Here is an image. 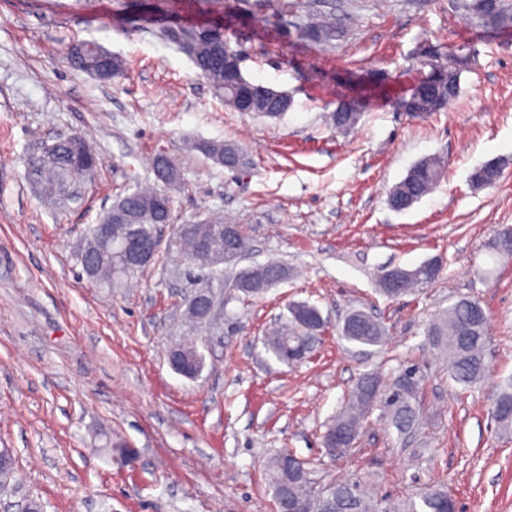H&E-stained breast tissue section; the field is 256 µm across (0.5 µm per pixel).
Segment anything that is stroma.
<instances>
[{
    "mask_svg": "<svg viewBox=\"0 0 512 512\" xmlns=\"http://www.w3.org/2000/svg\"><path fill=\"white\" fill-rule=\"evenodd\" d=\"M339 19L325 47L301 27L310 8ZM222 25L245 54L244 77L290 96L277 121L225 107L188 58L162 37L173 24ZM127 62L102 82L70 67L77 41ZM468 47L454 105L427 118L400 100L425 46ZM365 103L339 131L341 97ZM79 135L98 155L93 185L69 206H44L27 179L41 145ZM233 140L250 161L237 174L196 150ZM174 157L176 223L154 261L126 288H98L76 260L89 224L116 192ZM440 155L436 189L403 212L389 195L419 160ZM500 162L489 188L476 167ZM213 213L244 226L249 263L291 269L265 294L241 297L211 325L185 320L196 269L177 227ZM512 227V31L478 27L451 0H0V448L15 466L0 512L30 500L45 512H277L268 470L283 449L315 489L357 482L382 501L445 485L457 512H512V429L494 419L497 382L512 376V259L489 247ZM429 260L443 272L390 298L380 270ZM489 316V377L462 390L428 345L425 327L459 297ZM294 301L327 321L311 359L286 366L261 339ZM362 310L385 346L344 340ZM195 338L203 368L175 372L171 349ZM412 364L420 427L401 436L381 409L354 448L327 455L321 437L364 373Z\"/></svg>",
    "mask_w": 512,
    "mask_h": 512,
    "instance_id": "35a3bbf8",
    "label": "stroma"
}]
</instances>
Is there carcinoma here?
Returning a JSON list of instances; mask_svg holds the SVG:
<instances>
[{
    "label": "carcinoma",
    "instance_id": "carcinoma-1",
    "mask_svg": "<svg viewBox=\"0 0 512 512\" xmlns=\"http://www.w3.org/2000/svg\"><path fill=\"white\" fill-rule=\"evenodd\" d=\"M462 9L486 29H508L512 27V0H460ZM338 20L335 18H310L305 34L317 41L328 43L336 37ZM223 28L214 25L184 24L164 30V38L174 44L191 61L196 76L205 79L224 100V105L238 110L237 89L224 68L223 51L230 45L229 39L221 37ZM75 69L98 80H110L121 75L126 61L113 54L99 43L81 41L76 43L67 57ZM470 63V55L450 53L440 46L429 45L422 50L420 66L428 72L409 89L403 103L411 105V112L428 116L448 108L460 92V77ZM290 100L283 93L266 88L258 95L251 107L257 115L276 118L288 111ZM361 117L360 105L354 100L343 99L332 113L331 121L338 130H348ZM209 159L238 173L248 168L241 149L232 141L224 143L203 142L196 145ZM95 154L84 140H57L49 145L48 153L36 169H28L30 181L39 189L42 198L56 207L61 204L65 190L81 193L85 184L94 179L99 165L93 162ZM446 160L441 156H430L413 165L406 176L394 187L390 203L398 208L412 205L431 193L444 177ZM154 183H137L133 189L118 197L103 211L99 223L93 225L78 253V262L90 261L95 274L92 278L99 286L117 288L135 278L142 268H128L121 256V243L126 233L141 238L158 236L159 226L173 222V213H166L156 204V196L167 191V187L179 180V169L167 156H156L151 164ZM473 183L482 186L488 180L500 181L498 169L486 163L472 172ZM112 224V243L104 247L99 243L100 225ZM178 237L182 245L184 260L192 264L196 257L206 252L215 260L210 272L218 271L222 264L238 262L249 249V239L242 225L211 216L208 223L182 224ZM495 254L501 258H512V227L498 233ZM440 266L422 265L413 274L399 268L384 270L378 276L380 292L396 298L424 287L440 275ZM287 265L270 261L242 269L235 280L234 289L228 293L227 301L239 294L258 296L268 288L288 280ZM325 329L319 308L306 301L292 302L288 314L283 316L270 333L262 338L265 350L279 363L290 366L302 360L303 336ZM488 314L475 298L461 297L448 306L442 314L432 319L425 331L428 342L448 362V376L454 383L471 388L486 379L490 367L485 356L487 343ZM340 335L350 343L366 346H383L387 341L384 325L373 316L361 311L350 312L343 320ZM180 355L192 372H200L203 358L196 347L180 348ZM421 379L413 366L398 372L389 384H384L375 372L364 374L351 391L347 401L332 419L323 436V444H338L351 448L357 441L366 416L376 407L387 414L390 424L401 434L411 432L418 425L416 410ZM494 417L502 427H512V381L500 388L493 410ZM300 462L287 451L279 452L270 464V483L274 501H279L280 488L288 489V498L300 506V512H321L330 507L335 512H445L450 507L448 492L433 485L418 498H408L392 503L384 510L369 489L349 482L332 485L336 498L331 505L322 503L309 477V471L301 468Z\"/></svg>",
    "mask_w": 512,
    "mask_h": 512
}]
</instances>
